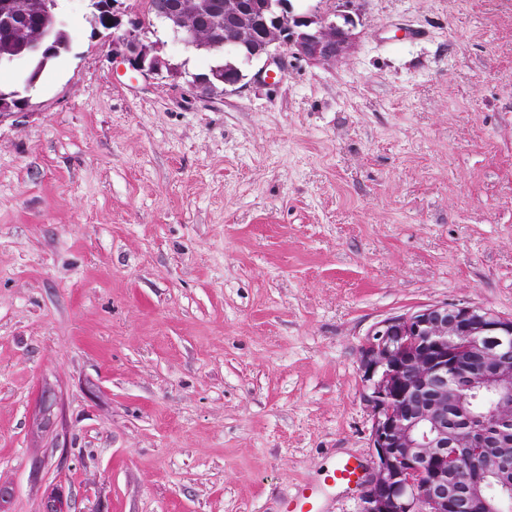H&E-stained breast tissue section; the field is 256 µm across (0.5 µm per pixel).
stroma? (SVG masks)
Listing matches in <instances>:
<instances>
[{
	"mask_svg": "<svg viewBox=\"0 0 512 512\" xmlns=\"http://www.w3.org/2000/svg\"><path fill=\"white\" fill-rule=\"evenodd\" d=\"M341 61L202 100L90 0L0 123V512H357L381 320L512 317V0H357Z\"/></svg>",
	"mask_w": 512,
	"mask_h": 512,
	"instance_id": "35a3bbf8",
	"label": "stroma"
}]
</instances>
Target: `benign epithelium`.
<instances>
[{
	"instance_id": "benign-epithelium-1",
	"label": "benign epithelium",
	"mask_w": 512,
	"mask_h": 512,
	"mask_svg": "<svg viewBox=\"0 0 512 512\" xmlns=\"http://www.w3.org/2000/svg\"><path fill=\"white\" fill-rule=\"evenodd\" d=\"M119 0L103 6L112 59L145 79L184 82L198 98L234 91L244 69L226 67L213 77L176 68L160 54L165 31L186 47L217 23L189 12L185 0ZM341 8L296 14L289 0H224V55L242 64L265 59L254 74L272 79L288 58L336 62L350 48L356 20L354 0ZM0 24L27 28L12 0L0 3ZM29 107L17 90L0 92V123ZM363 399L370 409L372 463L356 482L358 512H509L512 470L487 451L485 428L507 424L498 448L512 446V318L463 304L431 305L391 316L367 334L360 351ZM482 393L494 396L482 425L448 431V408ZM469 464L460 468V462Z\"/></svg>"
}]
</instances>
